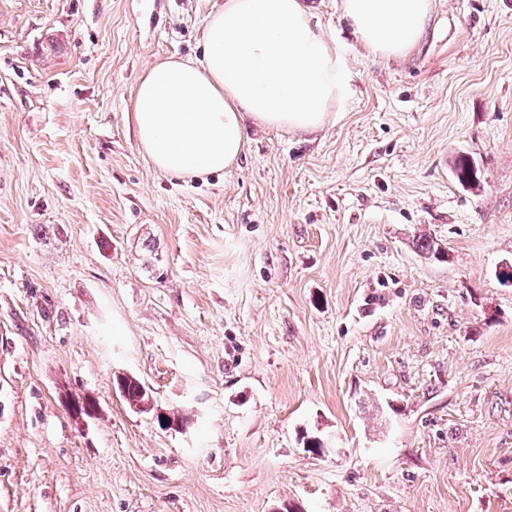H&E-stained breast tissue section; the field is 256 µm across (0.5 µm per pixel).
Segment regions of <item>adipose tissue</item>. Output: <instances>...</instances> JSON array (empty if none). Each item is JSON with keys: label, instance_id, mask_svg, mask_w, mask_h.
Instances as JSON below:
<instances>
[{"label": "adipose tissue", "instance_id": "ef3b65f1", "mask_svg": "<svg viewBox=\"0 0 512 512\" xmlns=\"http://www.w3.org/2000/svg\"><path fill=\"white\" fill-rule=\"evenodd\" d=\"M432 7V0H341L358 40L383 59L417 45ZM204 44L202 62H158L136 88L138 143L167 175L230 169L246 149L248 122L319 130L349 92L344 45L316 31L302 0H224L205 22Z\"/></svg>", "mask_w": 512, "mask_h": 512}]
</instances>
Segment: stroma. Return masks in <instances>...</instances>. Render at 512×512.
Instances as JSON below:
<instances>
[{"mask_svg": "<svg viewBox=\"0 0 512 512\" xmlns=\"http://www.w3.org/2000/svg\"><path fill=\"white\" fill-rule=\"evenodd\" d=\"M303 2L336 121L193 178L132 100L224 0H0V512H512V0H433L389 61ZM116 389L130 407H139L149 402L150 390L137 377L124 376L115 380Z\"/></svg>", "mask_w": 512, "mask_h": 512, "instance_id": "1", "label": "stroma"}]
</instances>
